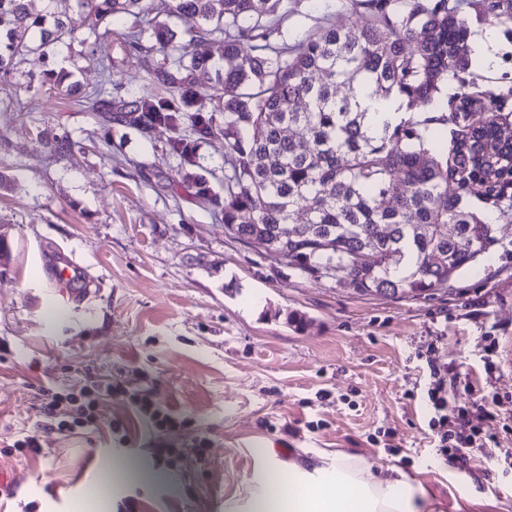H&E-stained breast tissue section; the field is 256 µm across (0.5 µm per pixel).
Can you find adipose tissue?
<instances>
[{"instance_id": "obj_1", "label": "adipose tissue", "mask_w": 512, "mask_h": 512, "mask_svg": "<svg viewBox=\"0 0 512 512\" xmlns=\"http://www.w3.org/2000/svg\"><path fill=\"white\" fill-rule=\"evenodd\" d=\"M248 512H432L422 487L395 466L340 451L320 450L309 461L281 464L268 456L255 472Z\"/></svg>"}]
</instances>
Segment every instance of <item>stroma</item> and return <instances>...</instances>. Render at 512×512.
Returning a JSON list of instances; mask_svg holds the SVG:
<instances>
[{
    "label": "stroma",
    "instance_id": "1",
    "mask_svg": "<svg viewBox=\"0 0 512 512\" xmlns=\"http://www.w3.org/2000/svg\"><path fill=\"white\" fill-rule=\"evenodd\" d=\"M346 17L340 0H290L283 36L293 44ZM134 25L126 16L108 40L82 29L28 56L10 77L23 110L0 93V467L16 478L0 494L5 512H225L243 505L266 451L285 463L323 449L398 466L441 512H512V467L442 455L427 395L437 364L457 381L449 409L485 396L490 411L512 416V229L421 299L309 278L225 236L222 142L193 139L184 160L168 144L186 128L145 133L77 103L99 79L87 48L112 62L113 101L156 95L126 38ZM471 27L490 32L498 63L474 64L467 81L512 87V32ZM172 31L174 45L211 56L212 81L197 96L223 116L220 40ZM53 138L73 142L72 156L51 151ZM59 249L79 267L81 302L45 276ZM107 384L119 392L98 401L95 428H46L39 388ZM152 386L175 421L159 439L181 454L164 481L97 496L109 461L149 460L151 437L128 396ZM31 429L40 454L3 455ZM255 438L268 449L251 447Z\"/></svg>",
    "mask_w": 512,
    "mask_h": 512
}]
</instances>
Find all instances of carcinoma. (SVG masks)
Here are the masks:
<instances>
[{
  "label": "carcinoma",
  "mask_w": 512,
  "mask_h": 512,
  "mask_svg": "<svg viewBox=\"0 0 512 512\" xmlns=\"http://www.w3.org/2000/svg\"><path fill=\"white\" fill-rule=\"evenodd\" d=\"M74 2L101 40L114 16L139 19L130 46L145 58L146 77L189 107L211 65L171 46L168 21L182 23L193 42H224V122L200 108L191 115L200 135L224 140V235L264 242L310 278L341 270L363 295L420 297L448 289L499 244L497 223H512V112H503L512 89L467 90L472 31L459 3L342 0L349 26L322 27L289 46L277 40L288 0H169L164 21L152 0ZM469 2L478 21L512 24V0ZM75 33L71 18L49 8L35 14L29 0H0V77L16 59L44 55ZM145 37L154 43L142 44ZM83 58L103 76L87 108H115L145 131L180 124L165 98L112 104L111 64ZM451 80L462 91L448 99ZM393 95L422 112L370 133L361 99ZM455 100L478 107L462 112ZM474 199L494 214L475 209Z\"/></svg>",
  "instance_id": "carcinoma-1"
}]
</instances>
